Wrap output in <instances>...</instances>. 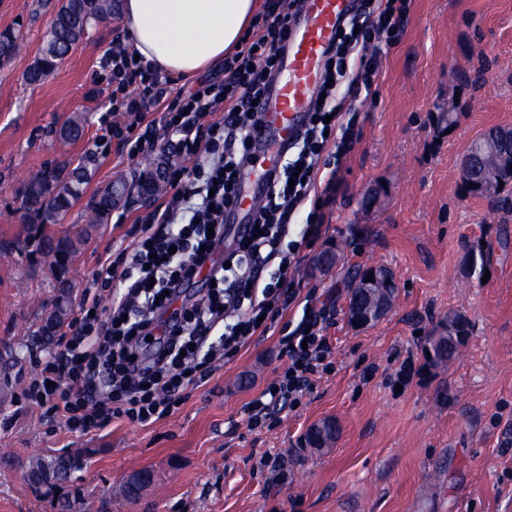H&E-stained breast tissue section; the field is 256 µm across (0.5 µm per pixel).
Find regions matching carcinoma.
<instances>
[{
    "label": "carcinoma",
    "mask_w": 512,
    "mask_h": 512,
    "mask_svg": "<svg viewBox=\"0 0 512 512\" xmlns=\"http://www.w3.org/2000/svg\"><path fill=\"white\" fill-rule=\"evenodd\" d=\"M119 4L120 0H61L40 56L25 73L26 82L36 85L50 76L92 25L119 14ZM19 48L20 43L14 32L6 30L0 33V58L15 55ZM83 132V118L75 115L58 130L57 135L64 142H75L82 137ZM158 166L160 163H155L154 167L143 171L140 177V185L153 195L160 193L165 185V180L157 175ZM90 178L91 173L85 161L78 162L74 167L69 161L50 162L30 174L20 185L22 204L28 212L34 214L35 223L25 227V236L6 241L5 247L14 246L18 252L27 255H41L56 272L59 291L53 310L34 331V335L45 339L51 338L72 313L69 285L65 279L69 262L97 224L124 201L121 197L124 182L115 181L96 196L90 207L87 224L79 233L71 235L52 231L51 227L82 197ZM481 276V253H468L463 277L479 280ZM361 277L360 266L348 273L346 288L351 301L364 293V289L359 287ZM468 336L469 325L460 322L456 315L448 316V334L438 337L432 343L436 361L443 363L455 359L465 346ZM82 462L83 457L78 454L39 457L30 463L28 478L36 486L60 488L69 482L72 472ZM150 484L151 480L143 478L142 472H134L115 489V496L127 502H135ZM84 505V493L75 488L58 498L56 512H84Z\"/></svg>",
    "instance_id": "cac0c4a2"
}]
</instances>
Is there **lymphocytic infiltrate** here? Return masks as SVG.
<instances>
[{"label":"lymphocytic infiltrate","mask_w":512,"mask_h":512,"mask_svg":"<svg viewBox=\"0 0 512 512\" xmlns=\"http://www.w3.org/2000/svg\"><path fill=\"white\" fill-rule=\"evenodd\" d=\"M299 2L265 0L237 50L225 56L223 81L187 92L173 91L168 76L123 45L103 56L101 68L114 85L102 118L106 132L134 154L170 138L175 154L195 164L172 165L159 203L135 219L136 241L98 268L78 318L27 391L66 429L88 432L122 417L147 426L168 417L185 388L207 383L216 362L265 335L295 305L303 317L281 339L285 367L244 406L249 429L300 408L333 370L335 345L327 334L333 310L302 294L289 274L301 266L302 248L318 238L337 166L361 138L341 103L376 95L378 59L403 35L411 0H357L327 51L324 102L313 105L289 146L253 226L228 245L224 214L251 161L250 133L264 119L261 101ZM155 111L165 115L159 132L145 122ZM305 205L306 226L300 239H290L292 217ZM272 268L279 273L274 282L267 279ZM203 272L210 286L184 301ZM115 285L119 293L102 305V292Z\"/></svg>","instance_id":"f902f5d3"}]
</instances>
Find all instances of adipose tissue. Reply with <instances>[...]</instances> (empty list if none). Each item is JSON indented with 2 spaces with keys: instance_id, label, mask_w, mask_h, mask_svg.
Instances as JSON below:
<instances>
[{
  "instance_id": "ef3b65f1",
  "label": "adipose tissue",
  "mask_w": 512,
  "mask_h": 512,
  "mask_svg": "<svg viewBox=\"0 0 512 512\" xmlns=\"http://www.w3.org/2000/svg\"><path fill=\"white\" fill-rule=\"evenodd\" d=\"M257 7L258 0H122L121 27L145 62L187 80L234 50Z\"/></svg>"
}]
</instances>
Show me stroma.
<instances>
[{"instance_id":"stroma-1","label":"stroma","mask_w":512,"mask_h":512,"mask_svg":"<svg viewBox=\"0 0 512 512\" xmlns=\"http://www.w3.org/2000/svg\"><path fill=\"white\" fill-rule=\"evenodd\" d=\"M59 5L0 0V31L14 30L21 43L0 60V240L29 222L17 195L28 171L92 156V179L56 226L74 234L98 192L134 181L165 149L160 140L129 154L100 125L112 95L100 60L122 34L119 19L90 28L43 83L25 82ZM376 85V98L357 105L361 140L296 276L297 288L335 308L334 368L276 422L249 429L243 406L286 363L277 330L218 363L206 385L187 389L153 425L116 419L81 434L47 420L26 392L58 349L32 336L58 283L48 265L0 251V512H54L52 494L28 481L29 463L76 452L85 462L71 484L89 512H512V246L498 244L501 233L512 235V201L468 192L458 172L474 139L512 127V0H412ZM452 103L458 122L448 131L437 117ZM75 114L85 119L83 137L60 141L57 130ZM123 210L128 223L98 225L74 256L72 304L99 264L132 244L130 221L146 208ZM331 242L341 262L313 272ZM483 245L490 277L464 282V256ZM366 265L388 268L398 290L391 312L360 329L345 315V274ZM457 313L469 322L466 346L442 364L427 358L430 338ZM324 419L336 423L335 443L305 446L309 426ZM269 451L282 454L283 472L257 468ZM142 468L155 474L142 498H116L115 486Z\"/></svg>"}]
</instances>
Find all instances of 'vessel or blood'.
I'll return each mask as SVG.
<instances>
[{
  "label": "vessel or blood",
  "instance_id": "obj_1",
  "mask_svg": "<svg viewBox=\"0 0 512 512\" xmlns=\"http://www.w3.org/2000/svg\"><path fill=\"white\" fill-rule=\"evenodd\" d=\"M354 7L355 0H303L290 24L280 75L273 80L265 102L266 121L252 136L251 152L256 162L240 173L241 199L228 218L227 234H239L252 223L283 147L308 119L313 94L322 81L326 50Z\"/></svg>",
  "mask_w": 512,
  "mask_h": 512
}]
</instances>
